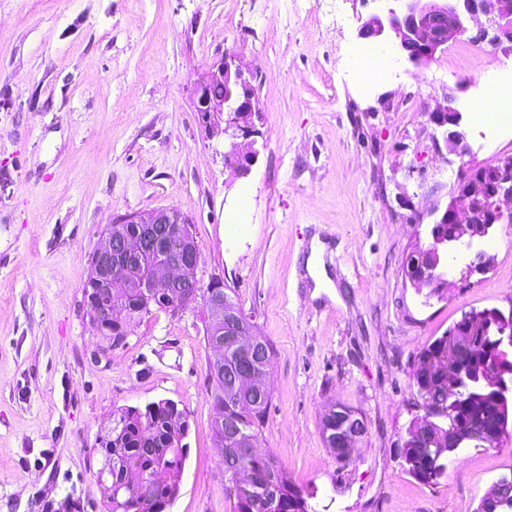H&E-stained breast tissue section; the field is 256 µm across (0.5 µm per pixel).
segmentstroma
I'll list each match as a JSON object with an SVG mask.
<instances>
[{"mask_svg": "<svg viewBox=\"0 0 512 512\" xmlns=\"http://www.w3.org/2000/svg\"><path fill=\"white\" fill-rule=\"evenodd\" d=\"M392 0H0V512H105L98 436L121 408L169 399L188 413L181 489L167 512H231L211 352L199 312L131 322L108 359L92 351L85 284L120 215L174 208L193 222L198 276L234 288L273 346L261 448L310 491L314 512H475L512 473L503 447L462 448L425 484L397 454L420 416L411 374L420 348L471 309L512 308V224L479 246L490 271L414 288L402 264L418 225L466 164L512 154L471 121L459 157L436 148L429 116L455 97L478 104L512 55L441 48L409 62L361 23ZM394 72L362 82L350 49ZM230 57L253 75L260 154L247 173L224 159L223 121H203L195 89ZM250 229L225 232L242 191ZM331 287L305 269L313 236ZM361 410L367 435L349 462L322 434L328 403Z\"/></svg>", "mask_w": 512, "mask_h": 512, "instance_id": "35a3bbf8", "label": "stroma"}]
</instances>
